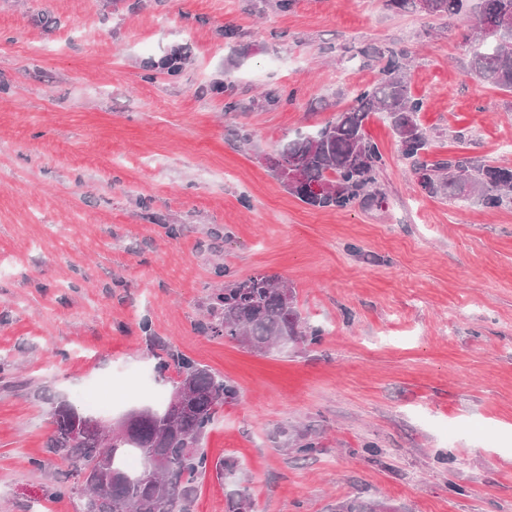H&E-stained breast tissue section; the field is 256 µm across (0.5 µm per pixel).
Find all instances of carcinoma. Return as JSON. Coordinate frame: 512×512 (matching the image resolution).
Wrapping results in <instances>:
<instances>
[{"label": "carcinoma", "instance_id": "1", "mask_svg": "<svg viewBox=\"0 0 512 512\" xmlns=\"http://www.w3.org/2000/svg\"><path fill=\"white\" fill-rule=\"evenodd\" d=\"M466 0H437L440 15H458L465 11ZM512 17V0H482L474 25L482 49L475 52L470 74L478 81L512 92V34L500 38L486 27ZM383 62L377 82L354 93L353 103L317 130L285 138L276 150L280 167L269 171L301 202L315 207L346 209L357 203L374 201L370 186L385 160L378 145L365 133L364 123L373 112L387 114L400 153L416 164L415 173L422 190L431 197L461 198L459 177L466 176L474 185L472 198L487 209L512 204V167L493 166L467 156L448 160L421 159L430 144L431 134L417 121L424 102L411 93L410 52L384 47L375 50ZM187 61L180 47L167 51L153 67L175 77ZM314 184L328 186L320 197L307 194ZM212 321L199 323L201 330L234 341L266 354L290 344L316 339L319 330L307 325L297 307L295 292L276 276L256 273L230 282L211 297ZM174 367L178 380L187 381L193 395L189 408L167 419L162 408L129 427L139 457L167 460L169 469L152 475L140 467H123L112 480L90 484L84 479L98 467L97 458L106 452L104 429L93 424L96 417L65 399L38 394L51 405L53 434L47 452L71 463L63 479L52 491L54 496H76L81 502L91 497L99 501L97 512H192L195 484L206 474L209 460L202 448L203 439L224 404L237 396V387L216 376L205 366L178 352H170L160 371ZM228 512H256L249 488L239 489L228 505ZM336 512H393L379 501L350 500L336 504Z\"/></svg>", "mask_w": 512, "mask_h": 512}]
</instances>
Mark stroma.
Listing matches in <instances>:
<instances>
[{
    "instance_id": "35a3bbf8",
    "label": "stroma",
    "mask_w": 512,
    "mask_h": 512,
    "mask_svg": "<svg viewBox=\"0 0 512 512\" xmlns=\"http://www.w3.org/2000/svg\"><path fill=\"white\" fill-rule=\"evenodd\" d=\"M475 45L466 17L385 0H0V512H79L47 492L63 464L35 389L90 388L113 421L131 377L169 398L173 350L238 388L203 441L238 477L208 471L193 512L243 485L257 512H512V205L428 196L381 112L372 204L310 207L259 160L346 109L390 46L427 158L512 167V93L470 75ZM172 46L175 77L150 67ZM255 273L317 340L260 355L198 330Z\"/></svg>"
}]
</instances>
